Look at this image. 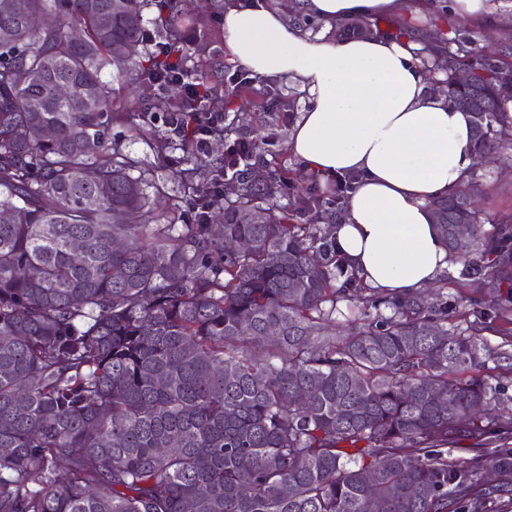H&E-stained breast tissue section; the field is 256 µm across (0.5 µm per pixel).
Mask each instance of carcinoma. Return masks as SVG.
Returning a JSON list of instances; mask_svg holds the SVG:
<instances>
[{
    "instance_id": "1",
    "label": "carcinoma",
    "mask_w": 512,
    "mask_h": 512,
    "mask_svg": "<svg viewBox=\"0 0 512 512\" xmlns=\"http://www.w3.org/2000/svg\"><path fill=\"white\" fill-rule=\"evenodd\" d=\"M57 2L46 29L33 18L51 0H0V512H481L504 487L484 473L512 471V417L492 414L477 339L512 334V211L489 234L478 199L429 202L467 311L440 291L361 287L334 250L351 179L324 197L301 175L297 224L277 203L295 179L254 182L242 139L220 166L186 140L193 167L170 173L196 176L197 212L221 178L237 182L224 224H179L175 208L129 224L153 181L107 146L118 108L101 71L170 74L141 51L144 28L123 24L151 0ZM440 42L431 72L447 90L461 68L478 80L476 150L511 157L502 50ZM63 82L92 105L62 103ZM485 96L498 111H477ZM342 302L348 336L333 328ZM463 438L480 452L470 464L448 457Z\"/></svg>"
}]
</instances>
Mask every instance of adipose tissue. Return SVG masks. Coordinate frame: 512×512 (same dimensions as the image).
I'll return each mask as SVG.
<instances>
[{"mask_svg":"<svg viewBox=\"0 0 512 512\" xmlns=\"http://www.w3.org/2000/svg\"><path fill=\"white\" fill-rule=\"evenodd\" d=\"M402 0H298L324 24L400 12ZM231 60L285 77L306 102L288 150L328 179L355 176L336 247L361 283L388 296L436 286L448 252L427 203L463 184L474 163L468 113L450 108L408 38L336 39L288 23L281 8L237 4L224 13Z\"/></svg>","mask_w":512,"mask_h":512,"instance_id":"obj_1","label":"adipose tissue"}]
</instances>
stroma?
Masks as SVG:
<instances>
[{
    "mask_svg": "<svg viewBox=\"0 0 512 512\" xmlns=\"http://www.w3.org/2000/svg\"><path fill=\"white\" fill-rule=\"evenodd\" d=\"M185 4V13L195 30V42L189 48V65L211 81L215 89L211 109L223 113L225 122L232 125L224 140L210 144L211 160H221L227 144L233 140L245 139L255 144L261 158L260 164L252 170L254 179L265 180L269 168L275 166L296 169L297 163L288 151L287 141L298 110L294 106L271 108L263 91L267 86H276L283 99L293 102L300 99V92L285 78L259 79L249 91L235 89L228 77L237 72L238 67L229 61L225 52L223 9L218 8L217 0H185ZM406 23L409 31L420 36L433 30L447 33L459 29L470 34L475 48L479 49L491 35L504 42L512 40V0H492V11L486 21L458 15L449 21L432 12H417L407 15ZM101 77L119 90L124 102L108 131L109 145L138 160L141 168L150 170L152 179L164 186L165 195L156 200L153 212H161L166 198L172 197L178 202L183 223H193L195 211L191 199L185 197L176 183L169 181L167 170L156 168L154 144L148 134L153 127L162 135H169V128L162 122L170 109L169 93L147 80L134 82L127 76L118 77L112 67L104 69ZM478 172L482 176L483 207L490 212L512 211V160L479 165ZM480 337L485 345L484 373L501 389L496 410L512 416V335L503 336L489 329L481 331Z\"/></svg>",
    "mask_w": 512,
    "mask_h": 512,
    "instance_id": "35a3bbf8",
    "label": "stroma"
}]
</instances>
